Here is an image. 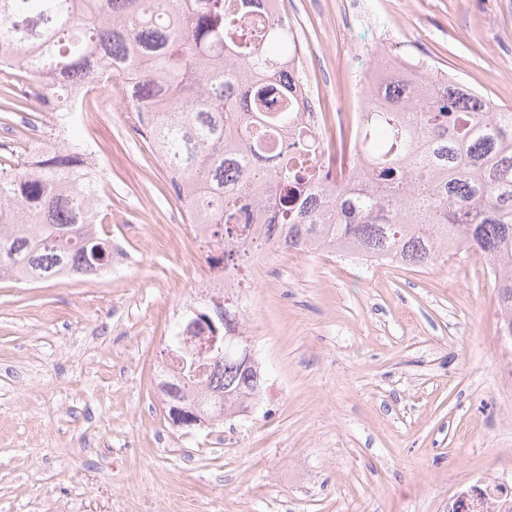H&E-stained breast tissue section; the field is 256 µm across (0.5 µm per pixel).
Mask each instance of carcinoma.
<instances>
[{"label":"carcinoma","mask_w":512,"mask_h":512,"mask_svg":"<svg viewBox=\"0 0 512 512\" xmlns=\"http://www.w3.org/2000/svg\"><path fill=\"white\" fill-rule=\"evenodd\" d=\"M264 0H171L146 13L145 0H0V65L16 64L38 101L55 112L65 137L24 161L0 160V277L16 283L112 268L102 210L87 204V164L75 135L78 101L69 89L100 70L139 72L131 102L153 101L162 117L152 130L173 186L196 188L202 208L192 223L210 224L227 242L262 211L285 248L330 243L342 256L394 258L427 267L464 249L508 264L495 285L498 304H512V108L488 111L487 96L451 77L420 76L413 101L388 88L389 109L366 105L370 139L357 155L374 162L373 186L355 192L327 181L308 139L280 141L273 155L261 142L298 120L282 61L294 42L246 15ZM25 93L0 99V112H22ZM264 242L224 248V265L247 267ZM218 335L224 307L199 311ZM237 337L188 358L212 366L196 398L211 424L224 423L227 400L261 392V368L246 363ZM189 382L165 377L169 402Z\"/></svg>","instance_id":"obj_1"}]
</instances>
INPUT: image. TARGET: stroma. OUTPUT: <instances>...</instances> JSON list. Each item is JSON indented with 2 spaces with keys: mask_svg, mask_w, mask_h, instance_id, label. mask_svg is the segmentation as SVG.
<instances>
[{
  "mask_svg": "<svg viewBox=\"0 0 512 512\" xmlns=\"http://www.w3.org/2000/svg\"><path fill=\"white\" fill-rule=\"evenodd\" d=\"M321 109L356 97L369 65L353 46L454 76L512 107V0H286ZM79 131L105 169L111 274L0 280V512H449L479 473L512 477V355L497 293L468 250L426 268L281 256L250 289L246 334L269 388L266 412L173 426L161 352L200 271L190 211L135 113L107 90Z\"/></svg>",
  "mask_w": 512,
  "mask_h": 512,
  "instance_id": "1",
  "label": "stroma"
}]
</instances>
